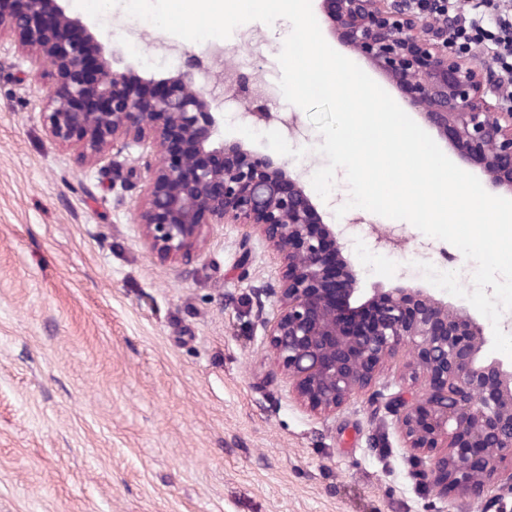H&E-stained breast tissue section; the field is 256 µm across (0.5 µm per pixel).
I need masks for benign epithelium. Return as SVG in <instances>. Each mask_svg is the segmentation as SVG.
Here are the masks:
<instances>
[{
	"mask_svg": "<svg viewBox=\"0 0 512 512\" xmlns=\"http://www.w3.org/2000/svg\"><path fill=\"white\" fill-rule=\"evenodd\" d=\"M63 2L0 0V45L17 43L34 65L52 61L42 117L55 140L79 143L90 158L110 150L142 163L149 199L140 242L170 264L189 260L205 224H237L273 244L286 270L267 336L297 397L336 409L382 362L412 351L426 389L397 393L389 409L420 451L415 475L444 495L482 498L498 460L512 457V367L485 361L484 329L469 309L407 278L369 293L358 287L343 225L323 223L301 171L217 140L221 117L192 90L193 67L161 78L113 69L116 54ZM318 15L461 163L512 197V108L489 101L467 51L430 37L403 0H318Z\"/></svg>",
	"mask_w": 512,
	"mask_h": 512,
	"instance_id": "1",
	"label": "benign epithelium"
}]
</instances>
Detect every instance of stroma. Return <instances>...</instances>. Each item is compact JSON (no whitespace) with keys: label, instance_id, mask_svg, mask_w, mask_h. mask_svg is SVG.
Returning <instances> with one entry per match:
<instances>
[{"label":"stroma","instance_id":"35a3bbf8","mask_svg":"<svg viewBox=\"0 0 512 512\" xmlns=\"http://www.w3.org/2000/svg\"><path fill=\"white\" fill-rule=\"evenodd\" d=\"M143 77L156 36L126 50L111 24L67 0ZM54 77L0 47V512H512V460L460 502L418 484L387 408L422 392L408 352L346 404L314 411L289 390L259 315L282 256L233 224H207L190 263L139 241L147 178L55 141L41 110ZM301 138L256 147L292 169L325 166L309 115L277 97ZM390 254L346 246L360 287L388 288L430 242L413 225Z\"/></svg>","mask_w":512,"mask_h":512}]
</instances>
